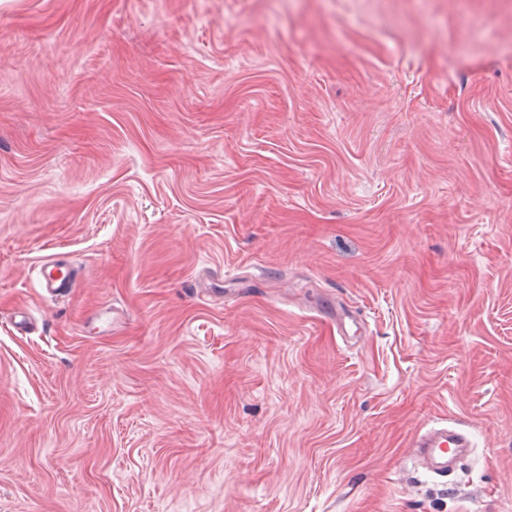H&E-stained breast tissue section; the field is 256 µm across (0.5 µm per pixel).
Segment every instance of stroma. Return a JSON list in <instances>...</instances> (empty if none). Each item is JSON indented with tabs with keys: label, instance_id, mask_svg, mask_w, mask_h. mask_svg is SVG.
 Listing matches in <instances>:
<instances>
[{
	"label": "stroma",
	"instance_id": "1",
	"mask_svg": "<svg viewBox=\"0 0 512 512\" xmlns=\"http://www.w3.org/2000/svg\"><path fill=\"white\" fill-rule=\"evenodd\" d=\"M0 512H512V0H0ZM41 287L51 296L58 297L74 282L73 270L69 265L46 258L39 264ZM448 445L466 448L467 441L459 434H451L445 427L421 436L414 448H417L429 471L437 476L448 477Z\"/></svg>",
	"mask_w": 512,
	"mask_h": 512
}]
</instances>
